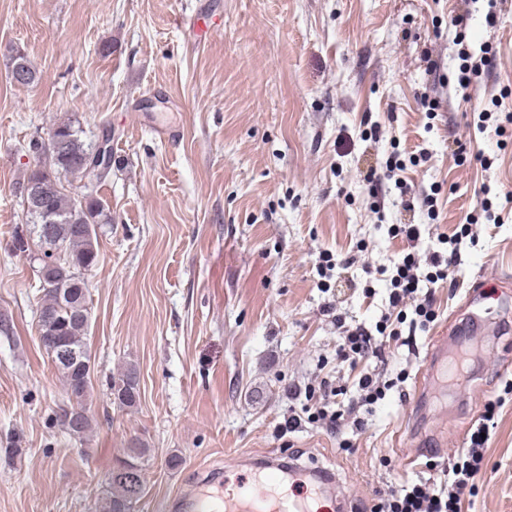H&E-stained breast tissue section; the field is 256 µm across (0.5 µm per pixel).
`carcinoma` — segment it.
I'll list each match as a JSON object with an SVG mask.
<instances>
[{
	"label": "carcinoma",
	"instance_id": "cac0c4a2",
	"mask_svg": "<svg viewBox=\"0 0 512 512\" xmlns=\"http://www.w3.org/2000/svg\"><path fill=\"white\" fill-rule=\"evenodd\" d=\"M60 142L48 143L33 140L30 149L39 157L31 167L23 183L35 181L41 188L38 209L27 212L32 224L44 223V215L52 218L55 246L60 248L56 256L46 254L51 266L40 276V292L45 319L38 322L40 345L48 352L56 340H64L83 352L82 358L69 365H56L61 374L63 391L77 388L75 398L57 406L53 421L65 428L67 416L80 420L78 429L71 432L82 437L92 430L93 416L87 401L92 390V366L87 339L89 335L91 309L84 272L99 263L97 226L108 224L110 214L102 200L96 198L85 204L79 202L65 184L83 181L88 177L85 158L94 149L86 143L81 130L72 123L62 121L54 125ZM113 403L126 408L135 406L138 399L137 371L127 366L109 380ZM108 490L101 503V512H130L133 501L128 486L114 478H107Z\"/></svg>",
	"mask_w": 512,
	"mask_h": 512
}]
</instances>
